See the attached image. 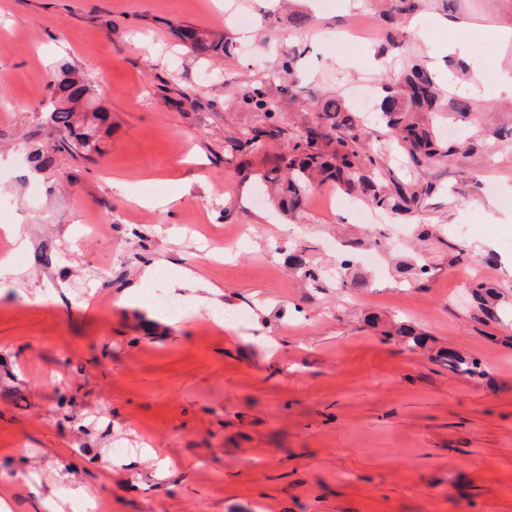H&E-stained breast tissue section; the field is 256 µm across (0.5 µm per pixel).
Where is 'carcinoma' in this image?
<instances>
[{
    "label": "carcinoma",
    "mask_w": 512,
    "mask_h": 512,
    "mask_svg": "<svg viewBox=\"0 0 512 512\" xmlns=\"http://www.w3.org/2000/svg\"><path fill=\"white\" fill-rule=\"evenodd\" d=\"M177 37L199 56L217 58L229 52L223 38L190 25L179 28ZM46 89L44 108L58 132L53 151L71 156L82 152L102 153L103 135L112 129L109 110L97 106L91 115L84 116L96 131V140L89 145L82 125L75 119L80 101L89 90L87 79L73 69L64 68L61 74L48 77ZM383 91L379 109L411 166L423 169L440 157L455 154L456 145L441 141L434 132L432 119L426 117L441 107L440 90L432 72L415 63L406 73L403 84L385 86ZM245 101L252 109L265 114L267 124L251 129L245 139L234 144L232 150L238 152L282 132L277 125L276 105L262 90H252ZM319 119L316 127L294 139L288 145V152L278 156L276 163L261 176L273 187L275 197L288 205V213H297L309 192L327 182L336 184L347 194L366 198L373 208L381 211L413 213L421 206L430 187L415 180L386 176L381 152L364 146L365 122L359 111L329 99L323 104ZM288 263L302 271L306 279L319 282V272L309 264L303 252L295 250L288 254ZM472 297L484 315L495 316L499 298L495 288L478 283L473 286ZM439 359L456 374H480L477 361L453 351L440 353Z\"/></svg>",
    "instance_id": "1"
}]
</instances>
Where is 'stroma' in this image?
Listing matches in <instances>:
<instances>
[{"instance_id": "obj_1", "label": "stroma", "mask_w": 512, "mask_h": 512, "mask_svg": "<svg viewBox=\"0 0 512 512\" xmlns=\"http://www.w3.org/2000/svg\"><path fill=\"white\" fill-rule=\"evenodd\" d=\"M0 0V501L9 512H512V0ZM308 17L305 27L292 21ZM190 24L233 54L209 64L180 45ZM458 48L442 55L443 41ZM296 53L292 78L277 60ZM436 120L453 156L419 173L418 212L390 215L385 265L366 287L312 288L285 257L333 272L339 240L363 239L349 195L315 187L296 215L257 190L329 98L378 94L407 60L434 67ZM483 84H471L472 60ZM70 67L109 109L102 154L30 153L51 137L46 79ZM285 133L232 144L263 113ZM129 183L126 192L113 179ZM170 198L146 205L141 186ZM433 235L415 238L422 225ZM468 225L459 234L457 225ZM241 241L223 250L225 239ZM403 260L428 264L404 279ZM192 270L200 288L141 281ZM502 292L484 316L470 284ZM179 300L171 313L148 293ZM242 323H216L214 305ZM400 323L424 334L383 340ZM481 363L455 374L438 354ZM245 101L250 107L258 112H264L267 124L264 127L252 128L245 134V140L237 141L233 145L232 150L242 152L248 146H257L262 144L265 137L281 136L283 129L277 125L276 105L265 96L261 89H253L249 95L245 97Z\"/></svg>"}]
</instances>
